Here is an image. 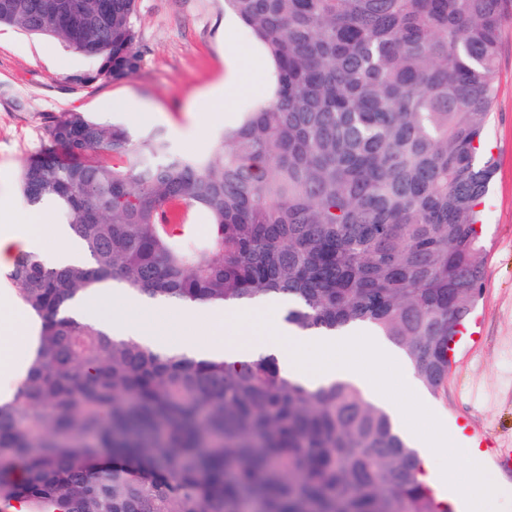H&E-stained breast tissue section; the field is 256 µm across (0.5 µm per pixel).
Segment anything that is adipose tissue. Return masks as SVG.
Instances as JSON below:
<instances>
[{
  "label": "adipose tissue",
  "mask_w": 512,
  "mask_h": 512,
  "mask_svg": "<svg viewBox=\"0 0 512 512\" xmlns=\"http://www.w3.org/2000/svg\"><path fill=\"white\" fill-rule=\"evenodd\" d=\"M40 244L48 259L55 264L81 263L75 241L67 229L45 222L40 231L16 224L10 215H0V269L11 268L16 258ZM34 326L28 315L0 318V376H14L17 366L26 358Z\"/></svg>",
  "instance_id": "obj_1"
}]
</instances>
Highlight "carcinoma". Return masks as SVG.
Listing matches in <instances>:
<instances>
[{"instance_id": "cac0c4a2", "label": "carcinoma", "mask_w": 512, "mask_h": 512, "mask_svg": "<svg viewBox=\"0 0 512 512\" xmlns=\"http://www.w3.org/2000/svg\"><path fill=\"white\" fill-rule=\"evenodd\" d=\"M0 0V23L135 72L136 0ZM273 62L271 100L216 156L138 140L84 112L47 137L68 155L21 173L89 261L9 273L41 319L0 401V512H448L390 416L350 382L310 391L274 356L196 360L63 314L118 284L150 303L292 302L303 331L365 324L440 390L479 296L477 160L512 0H224ZM23 475L17 479L16 471Z\"/></svg>"}]
</instances>
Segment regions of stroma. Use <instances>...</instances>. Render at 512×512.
I'll list each match as a JSON object with an SVG mask.
<instances>
[{"label": "stroma", "instance_id": "stroma-1", "mask_svg": "<svg viewBox=\"0 0 512 512\" xmlns=\"http://www.w3.org/2000/svg\"><path fill=\"white\" fill-rule=\"evenodd\" d=\"M135 26L139 67L112 81L96 78L95 58L57 39L0 25V203L19 220L40 222L22 200L20 175L62 113L123 125L136 139L161 129L174 153L201 156L247 105L269 98L272 63L255 52L224 0H137ZM233 65L249 72L255 90L228 112L211 90ZM498 71L497 104L480 151L495 164L481 205L482 288L448 380L429 398L445 428H463L490 466L496 449L512 448V19L502 31ZM87 74L92 82L76 83Z\"/></svg>", "mask_w": 512, "mask_h": 512}]
</instances>
